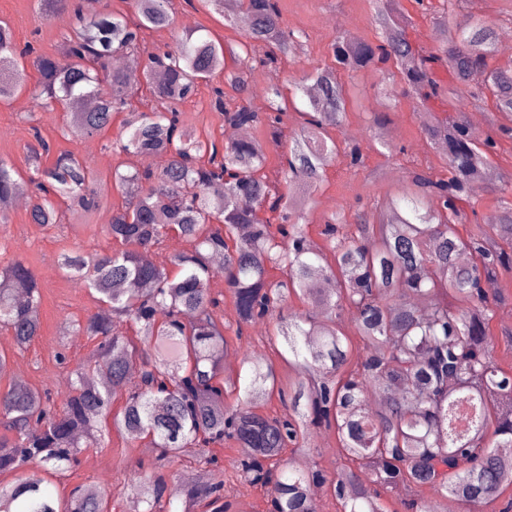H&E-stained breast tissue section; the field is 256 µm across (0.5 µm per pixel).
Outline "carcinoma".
Masks as SVG:
<instances>
[{"label":"carcinoma","mask_w":512,"mask_h":512,"mask_svg":"<svg viewBox=\"0 0 512 512\" xmlns=\"http://www.w3.org/2000/svg\"><path fill=\"white\" fill-rule=\"evenodd\" d=\"M44 16L71 12L73 34L52 58L16 49L7 23H0V101L25 91L54 110L67 106L63 135L82 140L101 134L112 116L129 106L136 89L117 55L143 71L154 107L134 113L126 139L113 151L162 159L159 169L112 172L107 182L79 153L65 150L52 162L53 145L39 129L29 147L26 170L0 158V200L18 190L32 200L30 223L45 230L62 222L64 211L96 210L108 192L124 199L105 233L116 248L95 257L77 251L60 255L69 278L89 289L111 311L90 317L75 330L97 341L72 371L74 381L57 406L51 392L13 385L0 392V425L13 438H0V512H108L112 489L72 488L61 499L45 475L78 462L82 448H101L107 427L128 444L149 439L168 463L187 458L198 465L186 484L190 502L208 500L209 512H228L222 482L203 481L218 463L209 447L235 444L250 453L231 460L236 479L263 491L265 512H319L310 494L325 490L338 512H387L384 496L398 489L432 485L449 502L469 512L483 508L512 488V373L491 354L489 322L494 307L484 283L500 266H512V178L500 179L499 223L465 237L458 231L459 206L470 186L487 179L494 140L454 119H423L424 132L444 156L447 178L416 174V191L390 204L376 221L357 216L349 224L334 215L311 240L306 215L315 209L314 189L336 159L328 136L346 115L347 94L340 74L370 64H392L407 91L427 102L451 96L478 105L493 99L512 121V73L491 69L496 30L485 23L462 24L453 13L436 18L444 43L424 52L407 37V22L388 0H374L378 27L374 43L340 38L332 44L334 65L309 75L317 95L307 98L305 123L281 154L280 180L311 188L296 198L263 173L266 159L251 141L234 139L235 129L265 124L279 130L283 109L279 87L269 89L270 110L230 105L224 89L212 88V106L224 117V143L184 124L177 105L195 84L224 69V47L190 30L162 53L140 54L139 32L171 24V0H131L135 19L123 14L84 15L76 0H40ZM251 27L241 42L245 57L228 79L244 89L257 67L294 54L300 31L283 26L277 0H241ZM267 48L256 54V48ZM40 73L31 89L23 82L26 61ZM448 67L456 84L436 79ZM396 89L373 103L378 113L373 139L383 141V110ZM93 95L90 110L75 101ZM224 184V203L208 195ZM276 216L278 224L262 218ZM251 235L239 238V225ZM174 232L189 248L164 264L142 263L139 252L161 245ZM224 257L222 269L212 259ZM231 292L238 316L235 336L224 329V298L211 289L217 274ZM297 296L309 307L285 312ZM41 292L22 260L0 268V331L23 349L41 331ZM354 329L340 332L344 315ZM270 323L272 356H243L235 378L224 377L223 355L240 347L246 328ZM133 330L128 336L121 326ZM288 367L282 376L276 363ZM239 394L228 405L225 396ZM124 399L111 413L112 402ZM277 401L288 412L269 415L259 408ZM333 431L348 465L329 477L322 471L289 470L281 464L288 448L305 450L317 429ZM164 475L133 484L130 512H172Z\"/></svg>","instance_id":"carcinoma-1"}]
</instances>
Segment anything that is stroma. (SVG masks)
I'll list each match as a JSON object with an SVG mask.
<instances>
[{
  "mask_svg": "<svg viewBox=\"0 0 512 512\" xmlns=\"http://www.w3.org/2000/svg\"><path fill=\"white\" fill-rule=\"evenodd\" d=\"M285 27L303 32L296 57L262 69L265 85L288 88L290 84L315 68L331 62V45L343 31L334 27L333 18L349 19L354 39L375 41L371 0H278ZM441 0H400L399 7L411 24L408 37L412 44L425 50L440 45L434 12ZM171 26L141 31L140 46L149 52H158L175 45L186 30L204 29L206 34L225 49H238L245 29L242 25L225 22L204 0H172ZM458 20L480 19L497 28L499 35L512 33V0H457ZM0 20L9 24L17 46L32 45L36 53L53 56L63 38L73 31L70 12L58 11L42 17L37 0H0ZM223 87L228 99L250 104L263 112L269 105L267 98L256 97L254 89L239 92L227 86L224 72H217L210 81L199 83L194 94L180 103L178 109L186 122L198 133L216 140L224 138V120L210 105L212 87ZM154 103L147 88H139L132 100L131 111H144ZM432 110L445 118L464 111V103L447 100L424 107L410 95H398L386 115L388 146L371 145L374 132V114L371 110L349 106L343 121L331 129L330 135L338 147L358 143L365 148L364 163L349 166L346 160L336 159L328 167L317 193L318 207L307 215V231L312 240H319L325 220L337 212L347 216L355 213L379 215L388 202L399 196L411 184L413 173L433 177L444 175L445 164L439 150L426 138L419 115ZM131 111L117 113L112 127L103 137L84 143L62 138L63 124L58 113L47 110L40 100L21 95L0 103V158L24 166L28 148L33 142L32 126H39L44 137L52 140L56 149L75 150L93 170L107 175L114 168L129 169L125 154L103 150V141L115 139L130 118ZM502 119L495 112L492 101H485L480 132L490 134L496 146L490 159L495 174H512V132L503 133ZM118 195H110L88 219L66 216L61 228L45 231L31 224L27 209H9L5 223H0V266L22 259L37 275L42 295L40 336L24 349L7 343L0 334V352L9 357L10 369H22L28 385L49 389L55 402L64 396L58 391L60 379L71 376V368L89 354L93 343L87 336L72 332L73 324L97 315L101 307L85 288L79 287L56 261L61 251L78 250L87 255L110 250L113 243L104 229L112 219L114 208L121 206ZM496 293L505 297L497 306L489 334L494 341L493 357L503 368L512 367V346L508 345L505 330L512 328V268L499 269L494 279ZM64 349L69 362L58 364L56 349ZM163 470L169 486L182 483L180 464L161 466L156 451L149 441L126 447L118 433H111L104 448H85L77 464L63 473L49 478L50 486L60 495H67L77 485H105L112 489L111 512H128L127 486L134 473Z\"/></svg>",
  "mask_w": 512,
  "mask_h": 512,
  "instance_id": "35a3bbf8",
  "label": "stroma"
}]
</instances>
